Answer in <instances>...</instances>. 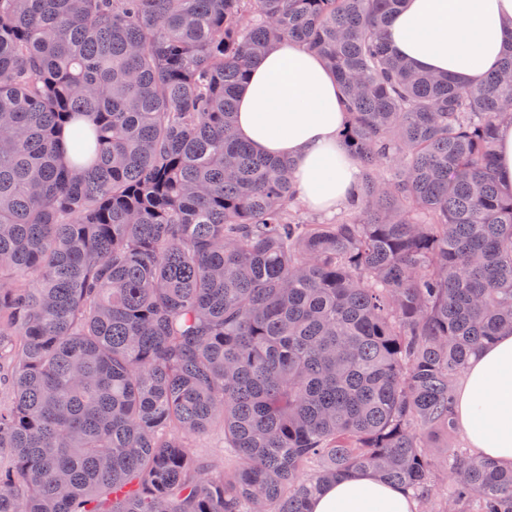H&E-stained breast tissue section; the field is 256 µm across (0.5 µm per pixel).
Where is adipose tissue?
<instances>
[{
  "mask_svg": "<svg viewBox=\"0 0 512 512\" xmlns=\"http://www.w3.org/2000/svg\"><path fill=\"white\" fill-rule=\"evenodd\" d=\"M393 49L417 68L472 85L512 45V0H404L386 27ZM347 112L332 70L285 40L251 66L237 95V136L262 155L288 158L300 200L314 210L345 202L357 167L340 133ZM455 414L470 448L512 468V334L472 356L457 388ZM401 486L368 472L334 481L311 512H416Z\"/></svg>",
  "mask_w": 512,
  "mask_h": 512,
  "instance_id": "ef3b65f1",
  "label": "adipose tissue"
}]
</instances>
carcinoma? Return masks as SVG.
Returning <instances> with one entry per match:
<instances>
[{
    "mask_svg": "<svg viewBox=\"0 0 512 512\" xmlns=\"http://www.w3.org/2000/svg\"><path fill=\"white\" fill-rule=\"evenodd\" d=\"M401 3L0 0V512H308L360 471L429 500L424 435L512 334V49L477 86L420 72ZM286 39L347 101L331 222L234 132ZM214 426L230 469L191 449ZM446 468L448 512H512L511 469ZM497 166L496 173L500 184L512 188V120L504 119L497 128Z\"/></svg>",
    "mask_w": 512,
    "mask_h": 512,
    "instance_id": "1",
    "label": "carcinoma"
}]
</instances>
